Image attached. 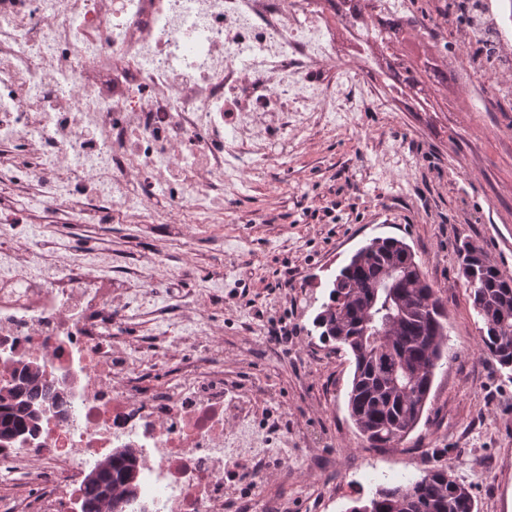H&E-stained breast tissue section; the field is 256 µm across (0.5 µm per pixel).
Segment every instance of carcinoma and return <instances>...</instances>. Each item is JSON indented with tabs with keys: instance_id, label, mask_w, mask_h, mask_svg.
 Returning a JSON list of instances; mask_svg holds the SVG:
<instances>
[{
	"instance_id": "carcinoma-1",
	"label": "carcinoma",
	"mask_w": 512,
	"mask_h": 512,
	"mask_svg": "<svg viewBox=\"0 0 512 512\" xmlns=\"http://www.w3.org/2000/svg\"><path fill=\"white\" fill-rule=\"evenodd\" d=\"M340 16L365 20L366 40L394 48L408 30L385 19L377 0H328ZM471 271L462 272L479 317L481 351L512 369V279L504 277L484 251L470 243ZM328 301L313 319L319 337L354 358L347 408L360 435L376 448L407 437L430 398L435 369L448 347V313L439 290L427 281L412 248L394 237L375 238L359 248L328 285ZM37 386L8 390L0 406V440L27 430L35 417L29 401ZM98 478L86 482L83 512L118 487L134 486L136 470L120 453L105 460ZM469 488L450 468L437 466L420 478L377 488L368 501L355 500L348 512H474Z\"/></svg>"
}]
</instances>
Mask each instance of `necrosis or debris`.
<instances>
[{
	"label": "necrosis or debris",
	"instance_id": "4bbe7bcc",
	"mask_svg": "<svg viewBox=\"0 0 512 512\" xmlns=\"http://www.w3.org/2000/svg\"><path fill=\"white\" fill-rule=\"evenodd\" d=\"M335 67L304 0H0V204L30 214L0 227V388L36 366L65 392L0 441L11 512H81L85 473L118 448L138 483L115 512H256L245 474L287 468V412L226 383L208 302L168 317L182 257L154 248L123 279L112 226L223 223L289 117L351 111Z\"/></svg>",
	"mask_w": 512,
	"mask_h": 512
}]
</instances>
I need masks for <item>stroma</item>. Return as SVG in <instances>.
<instances>
[{
  "label": "stroma",
  "mask_w": 512,
  "mask_h": 512,
  "mask_svg": "<svg viewBox=\"0 0 512 512\" xmlns=\"http://www.w3.org/2000/svg\"><path fill=\"white\" fill-rule=\"evenodd\" d=\"M407 3L405 17L431 36L391 53L315 0L339 62L334 77L354 90L356 107L289 127L277 155L246 174L245 188L224 201L223 256L208 248L209 224L186 237L162 226L140 233V248L186 255L192 272L174 283L176 292L209 288L211 269L223 266L224 377L261 409L288 412V471L253 476L260 505L284 497L291 512H306L319 475L305 460L316 452L340 479L324 512H347L378 486L441 464L470 487L477 512H512V371L479 351L480 322L458 260L469 241L512 278V103L472 71L479 49L456 38L466 0ZM399 53L410 63L432 54L447 82L421 73L422 93L410 90L395 77ZM353 60L360 70L347 69ZM395 148L407 163L385 167L383 155ZM388 236L412 247L441 291L448 357L416 429L397 447L372 448L346 408L353 359L322 341L312 320L348 256Z\"/></svg>",
  "instance_id": "stroma-1"
}]
</instances>
